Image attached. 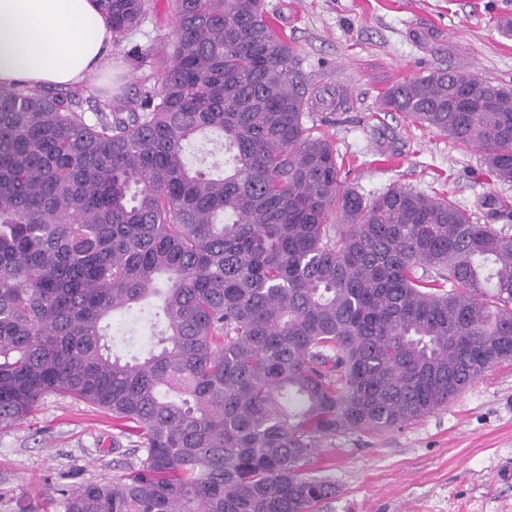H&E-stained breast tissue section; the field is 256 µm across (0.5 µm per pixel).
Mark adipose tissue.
<instances>
[{"instance_id": "1", "label": "adipose tissue", "mask_w": 512, "mask_h": 512, "mask_svg": "<svg viewBox=\"0 0 512 512\" xmlns=\"http://www.w3.org/2000/svg\"><path fill=\"white\" fill-rule=\"evenodd\" d=\"M96 0H0V86L75 88L112 64Z\"/></svg>"}]
</instances>
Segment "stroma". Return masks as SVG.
I'll return each mask as SVG.
<instances>
[{
  "mask_svg": "<svg viewBox=\"0 0 512 512\" xmlns=\"http://www.w3.org/2000/svg\"><path fill=\"white\" fill-rule=\"evenodd\" d=\"M296 47L319 105L306 119L328 133L364 195L396 183L449 193L481 224L512 235L485 198L512 200L476 149L381 111L389 85L444 68L512 82V38L495 28L512 0H264ZM168 0H150L140 28L112 47V71L89 75L87 94L127 97L158 84L160 48L173 38ZM112 419L70 397H46L27 417L0 423V512H64L49 499L63 474L112 481L130 454L112 447ZM315 471L336 485L317 512H512V361L487 370L461 395L395 431L326 442Z\"/></svg>",
  "mask_w": 512,
  "mask_h": 512,
  "instance_id": "stroma-1",
  "label": "stroma"
}]
</instances>
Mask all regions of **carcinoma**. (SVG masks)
I'll return each mask as SVG.
<instances>
[{"label":"carcinoma","instance_id":"1","mask_svg":"<svg viewBox=\"0 0 512 512\" xmlns=\"http://www.w3.org/2000/svg\"><path fill=\"white\" fill-rule=\"evenodd\" d=\"M97 3L117 42L150 9ZM170 5L156 90L0 87V422L56 394L112 416L113 448L137 437L122 478L50 488L65 512H315L327 440L399 430L512 360V235L346 184L263 0ZM380 102L512 183L511 84L437 69ZM212 140L216 174L192 161ZM152 295L153 346L114 354V316Z\"/></svg>","mask_w":512,"mask_h":512}]
</instances>
